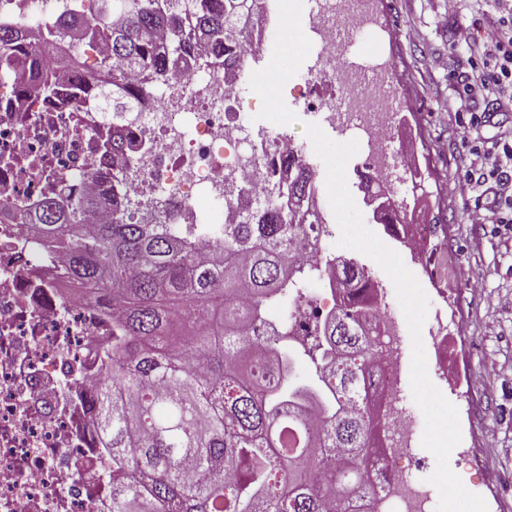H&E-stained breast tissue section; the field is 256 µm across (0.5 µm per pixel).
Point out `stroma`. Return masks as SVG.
I'll use <instances>...</instances> for the list:
<instances>
[{"label":"stroma","instance_id":"obj_1","mask_svg":"<svg viewBox=\"0 0 512 512\" xmlns=\"http://www.w3.org/2000/svg\"><path fill=\"white\" fill-rule=\"evenodd\" d=\"M374 10L384 27L381 36H357L347 41L343 54L362 67L379 53L386 60L398 116L390 148L403 168L417 174L387 190L393 199L406 201L404 224L443 225L433 268L419 264L374 221L356 172L363 155L347 164L348 188L366 225L399 251L424 290H447L448 334L462 337L464 361L440 364L433 346H426L428 374L471 422L469 445L476 448L481 468L460 470L465 488L500 489L498 512H512V492L506 489L512 479V307L499 304L512 297V224L469 223L468 213L481 196L461 188L467 151L448 114V100L460 90L457 74L467 65L455 44L456 30L472 24L475 15L467 0L453 14L444 0H374Z\"/></svg>","mask_w":512,"mask_h":512}]
</instances>
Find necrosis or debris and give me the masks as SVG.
I'll return each instance as SVG.
<instances>
[{
	"mask_svg": "<svg viewBox=\"0 0 512 512\" xmlns=\"http://www.w3.org/2000/svg\"><path fill=\"white\" fill-rule=\"evenodd\" d=\"M307 17L320 62L347 89L337 105L307 96V110L356 129L370 175L391 180L395 89L382 69L342 65L338 41L367 25V0H323ZM181 70L184 82L156 87L127 117L128 149L117 158L102 147L111 113L76 112L65 98L47 112H0V512H112L111 480L85 472L100 456L90 393L106 376L96 346L112 314L63 281L61 255L30 242V209L57 179L85 196L100 189L95 173L116 170L125 175L116 202L132 203L136 223L228 224L287 176L293 141L252 139L236 94L246 71L217 73L194 54ZM401 358L394 349L362 387L377 418L396 420L400 441L387 449L388 466L370 473L377 494L364 512H436L439 502L412 473L413 424L396 394Z\"/></svg>",
	"mask_w": 512,
	"mask_h": 512,
	"instance_id": "obj_1",
	"label": "necrosis or debris"
}]
</instances>
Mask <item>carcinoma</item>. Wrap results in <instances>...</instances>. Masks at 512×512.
Here are the masks:
<instances>
[{
  "instance_id": "carcinoma-1",
  "label": "carcinoma",
  "mask_w": 512,
  "mask_h": 512,
  "mask_svg": "<svg viewBox=\"0 0 512 512\" xmlns=\"http://www.w3.org/2000/svg\"><path fill=\"white\" fill-rule=\"evenodd\" d=\"M63 0V15L29 30L0 20V112L10 100L46 112L65 94L79 112H135L127 86L183 78L177 63L193 46L234 48L256 0ZM104 44L96 65L73 56L68 86L43 49ZM287 186L236 224H135L125 213L90 224L98 203L61 183L29 215L32 234L66 252V278L122 308L112 341L99 348L109 372L93 407L102 465L112 464V512H355L373 490L365 465L385 430L364 402L361 378L388 352L386 323L373 314L378 285L354 257L325 254L301 265L288 253L310 227L281 197L309 190L293 159ZM345 284L338 320L310 335L291 318L274 326L263 356L250 359V330L271 298L300 308L305 283ZM276 372L269 389L257 373Z\"/></svg>"
}]
</instances>
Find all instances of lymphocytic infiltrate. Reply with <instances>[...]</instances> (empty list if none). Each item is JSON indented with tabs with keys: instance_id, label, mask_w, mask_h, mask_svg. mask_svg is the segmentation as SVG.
I'll use <instances>...</instances> for the list:
<instances>
[{
	"instance_id": "obj_1",
	"label": "lymphocytic infiltrate",
	"mask_w": 512,
	"mask_h": 512,
	"mask_svg": "<svg viewBox=\"0 0 512 512\" xmlns=\"http://www.w3.org/2000/svg\"><path fill=\"white\" fill-rule=\"evenodd\" d=\"M473 10L486 34L459 28L456 40L468 53L470 68L461 76V92L448 101L467 150L463 186L481 188L485 197L468 219L473 224H512V130L493 140L483 135L493 113L512 108V0H474ZM477 99L484 102L483 111H472Z\"/></svg>"
}]
</instances>
